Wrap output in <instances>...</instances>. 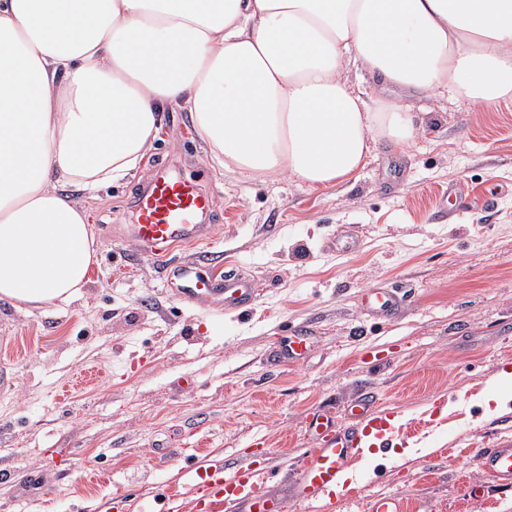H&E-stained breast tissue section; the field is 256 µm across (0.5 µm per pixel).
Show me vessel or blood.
<instances>
[{"instance_id": "obj_1", "label": "vessel or blood", "mask_w": 512, "mask_h": 512, "mask_svg": "<svg viewBox=\"0 0 512 512\" xmlns=\"http://www.w3.org/2000/svg\"><path fill=\"white\" fill-rule=\"evenodd\" d=\"M138 220L132 227L143 255L163 269L165 287L176 289L189 304L213 295V288L201 274L200 262L179 263L171 260L172 251L187 243L206 238V228L198 219L211 207L210 197L188 180L172 181L159 176L136 201ZM221 293L228 310L246 307L255 298L252 284L241 277H226ZM401 298L391 288H371L361 297V307L370 316L391 319ZM314 343L313 336L295 329L281 337L273 358L283 365L303 362ZM352 427H342L332 409H316L311 427L318 445L307 449L297 465L293 498L312 512L316 504L343 482L351 461L373 440L393 438L395 415L378 409L370 393H362L351 409ZM481 474L498 486L512 488V438L500 437L489 448L473 449ZM269 453L238 469H228L223 460L202 459L193 472L197 478V512H284L283 499L258 490L260 482L272 479Z\"/></svg>"}]
</instances>
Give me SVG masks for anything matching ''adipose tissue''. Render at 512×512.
<instances>
[{"mask_svg": "<svg viewBox=\"0 0 512 512\" xmlns=\"http://www.w3.org/2000/svg\"><path fill=\"white\" fill-rule=\"evenodd\" d=\"M379 90L512 102V0H0V299L79 296L92 191L138 170L168 107L220 167L314 188L356 179L379 139L418 136ZM349 80L355 93L359 94L370 107H374L378 93L370 74L365 70L353 68L349 74Z\"/></svg>", "mask_w": 512, "mask_h": 512, "instance_id": "obj_1", "label": "adipose tissue"}]
</instances>
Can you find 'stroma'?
<instances>
[{"mask_svg": "<svg viewBox=\"0 0 512 512\" xmlns=\"http://www.w3.org/2000/svg\"><path fill=\"white\" fill-rule=\"evenodd\" d=\"M406 105L420 120L414 145L375 143L356 180L313 189L294 179H249L212 161L187 112L167 113L135 174L94 196L78 195L98 243L80 297L33 308L0 300V512H107L116 493L140 512L159 486L181 512H196L192 464L229 467L268 449L278 467L265 482L285 494L315 441L306 419L332 407L351 424L362 391L401 416L408 442L395 458L352 463L355 499L335 512H365L372 495L398 496L405 512H512V491L477 478V445L512 436V403L483 417L480 401L512 369V104L497 109L450 93ZM167 178H191L212 199L208 241L215 277L226 268L258 293L242 313L211 299L187 305L137 258L133 202L156 162ZM352 232L355 250L336 239ZM369 288H392V321L359 307ZM317 338L302 364L274 367L276 337ZM379 343L378 362L365 354Z\"/></svg>", "mask_w": 512, "mask_h": 512, "instance_id": "stroma-1", "label": "stroma"}]
</instances>
